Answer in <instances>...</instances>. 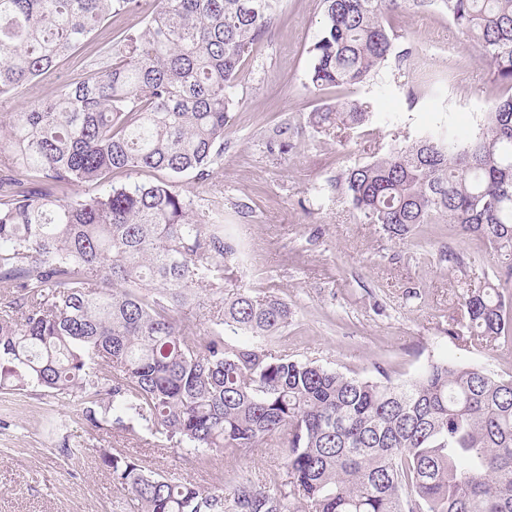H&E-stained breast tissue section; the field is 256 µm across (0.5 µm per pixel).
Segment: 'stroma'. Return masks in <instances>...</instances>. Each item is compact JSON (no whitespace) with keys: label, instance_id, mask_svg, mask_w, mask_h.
<instances>
[{"label":"stroma","instance_id":"stroma-1","mask_svg":"<svg viewBox=\"0 0 512 512\" xmlns=\"http://www.w3.org/2000/svg\"><path fill=\"white\" fill-rule=\"evenodd\" d=\"M141 19L135 13L105 23L11 106L52 99L62 84L84 77L98 46ZM322 21L321 0H282L238 88L223 156L205 184L188 187L200 217L223 214L241 241L245 284L256 295L276 289L293 310L273 350L362 377L381 366L396 382L441 359L512 372V345L464 340L467 291L496 269L488 242L451 223L390 236L364 223L338 186L349 167L370 161L398 133L450 126L460 138L471 136L503 86L446 15L403 10L391 22L414 50L409 74L390 67L357 88L315 93L305 85L307 48ZM429 77L443 78L440 92L412 96ZM348 100L372 103L364 126L330 137L309 126L314 108ZM273 139L287 142V153L270 150ZM450 251L459 262L445 261ZM65 441L77 454L60 453ZM100 448L205 490L243 474L262 485L283 470L274 448L246 458L198 456L138 424L91 430L77 400L38 388L0 392V512H121L112 478L99 466Z\"/></svg>","mask_w":512,"mask_h":512}]
</instances>
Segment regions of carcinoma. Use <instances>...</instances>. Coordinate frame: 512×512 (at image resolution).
Listing matches in <instances>:
<instances>
[{
  "mask_svg": "<svg viewBox=\"0 0 512 512\" xmlns=\"http://www.w3.org/2000/svg\"><path fill=\"white\" fill-rule=\"evenodd\" d=\"M282 0H152L144 25L95 68L0 128V389L77 397L93 428L136 421L195 454L275 448L284 473L209 491L102 448L134 512H512V373L434 361L395 383L347 375L269 345L292 311L242 285L224 217L178 189L224 153L242 66ZM306 86L365 83L412 57L389 16L433 8L475 41L512 90V0H321ZM141 0H0V98L53 70ZM370 105L318 108L317 132L362 125ZM166 179L119 183L115 173ZM91 191L74 195V187ZM367 224L404 236L449 222L485 238L498 284L464 298L467 341L512 343V94L466 140L406 136L347 170ZM206 299L204 334L183 309ZM107 396L102 402L100 395Z\"/></svg>",
  "mask_w": 512,
  "mask_h": 512,
  "instance_id": "obj_1",
  "label": "carcinoma"
}]
</instances>
